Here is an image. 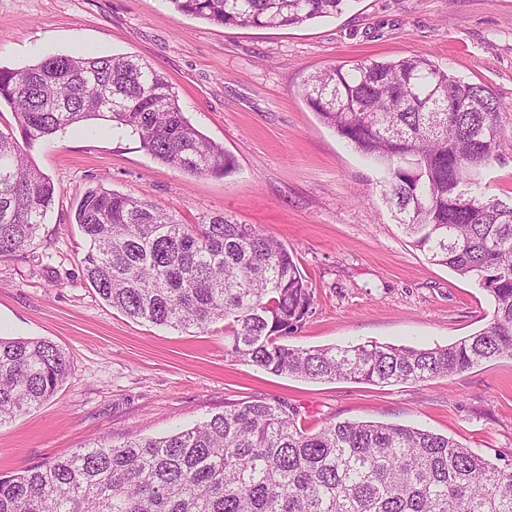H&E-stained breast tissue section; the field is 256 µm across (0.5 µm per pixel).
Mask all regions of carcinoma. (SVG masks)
I'll list each match as a JSON object with an SVG mask.
<instances>
[{"label":"carcinoma","instance_id":"cac0c4a2","mask_svg":"<svg viewBox=\"0 0 512 512\" xmlns=\"http://www.w3.org/2000/svg\"><path fill=\"white\" fill-rule=\"evenodd\" d=\"M226 28L283 27L336 15L347 0H169ZM320 120L386 170L385 194L414 246L492 300L480 331L435 348L283 343L312 312L311 283L288 246L216 215L184 224L146 199L99 184L75 221L87 283L112 308L156 326L224 321L225 352L276 375L377 384L422 382L512 357V203L487 194L484 169L505 105L483 84L420 57L342 62L302 89ZM0 259L36 237L55 201L32 161L41 141L103 120L154 159L192 176L234 167L184 116L166 75L123 55H55L0 68ZM55 344L0 337V424L39 407L66 381ZM283 404L241 402L162 438L106 439L0 475V512H512V459L492 463L428 430L330 422L308 434Z\"/></svg>","mask_w":512,"mask_h":512}]
</instances>
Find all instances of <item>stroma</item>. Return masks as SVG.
I'll list each match as a JSON object with an SVG mask.
<instances>
[{
  "label": "stroma",
  "mask_w": 512,
  "mask_h": 512,
  "mask_svg": "<svg viewBox=\"0 0 512 512\" xmlns=\"http://www.w3.org/2000/svg\"><path fill=\"white\" fill-rule=\"evenodd\" d=\"M82 50L165 72L186 117L235 168L187 175L100 120L33 149L56 198L33 244L0 261V336L50 341L71 371L40 408L0 424V474L102 438L161 437L245 401L295 407L307 432L330 421L406 425L491 461L512 457V359L416 384L273 375L226 355L223 323L185 331L112 309L83 278L86 243L74 219L101 183L187 224L225 215L260 227L288 246L313 286V311L291 346L434 348L471 335L490 318L487 292L412 244L381 186L384 169L325 126L301 87L342 61L410 56L488 86L510 108L499 115L484 184L511 201L512 0H350L341 14L276 28L215 25L169 0H0V67Z\"/></svg>",
  "instance_id": "stroma-1"
}]
</instances>
